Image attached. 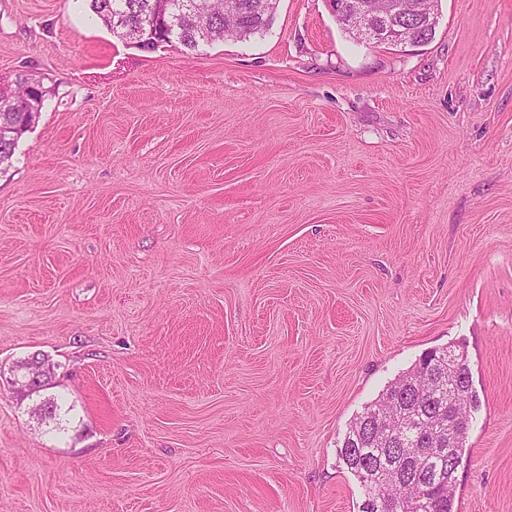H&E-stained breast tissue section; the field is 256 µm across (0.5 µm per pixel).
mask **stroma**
I'll return each instance as SVG.
<instances>
[{"mask_svg":"<svg viewBox=\"0 0 512 512\" xmlns=\"http://www.w3.org/2000/svg\"><path fill=\"white\" fill-rule=\"evenodd\" d=\"M40 118L0 172V512H358L338 455L424 352L469 355L458 512H512V0L354 41L279 0L143 51L0 0ZM61 427L10 383L33 353ZM227 1L212 0V8L207 15L186 17L183 20L178 41L188 50L196 51L199 45L204 43L198 39L200 28L205 29L209 34L210 41L206 44L223 41L224 38L249 39L269 28L279 2V0H237L236 22L228 24L224 22V2ZM227 4L229 12L235 10L234 5L230 2Z\"/></svg>","mask_w":512,"mask_h":512,"instance_id":"stroma-1","label":"stroma"}]
</instances>
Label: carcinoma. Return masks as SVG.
Segmentation results:
<instances>
[{
    "label": "carcinoma",
    "mask_w": 512,
    "mask_h": 512,
    "mask_svg": "<svg viewBox=\"0 0 512 512\" xmlns=\"http://www.w3.org/2000/svg\"><path fill=\"white\" fill-rule=\"evenodd\" d=\"M90 11L107 29H112V11L125 16L129 29L123 40L144 48L132 32L143 19L155 14L157 0H88ZM224 2L212 0L204 16L183 20L179 42L196 50L205 29L210 42L226 38L246 40L272 24L279 0H237L236 22H224ZM24 77L12 93L0 95V124L20 128V110L28 93ZM430 362L417 360L392 380L378 398L365 405L350 422L339 447V458L357 478L363 492L359 512H385L384 495L399 505L401 512H458L455 507L457 469L462 462L470 413L478 407L467 351L455 346L437 350ZM462 404L461 422L448 427V404ZM451 447V456L440 458L430 448Z\"/></svg>",
    "instance_id": "carcinoma-1"
}]
</instances>
